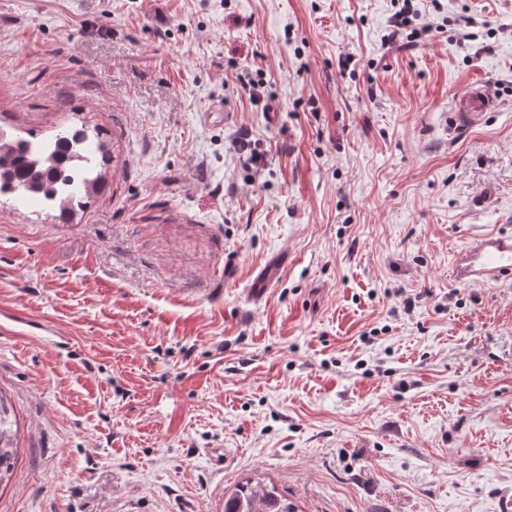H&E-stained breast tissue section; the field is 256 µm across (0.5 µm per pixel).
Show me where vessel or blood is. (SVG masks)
I'll list each match as a JSON object with an SVG mask.
<instances>
[{
  "instance_id": "vessel-or-blood-1",
  "label": "vessel or blood",
  "mask_w": 512,
  "mask_h": 512,
  "mask_svg": "<svg viewBox=\"0 0 512 512\" xmlns=\"http://www.w3.org/2000/svg\"><path fill=\"white\" fill-rule=\"evenodd\" d=\"M492 106L485 87L474 84L456 101L449 125L454 130L465 127ZM451 271L453 279L462 285L512 280V233L485 232L470 238L456 252Z\"/></svg>"
}]
</instances>
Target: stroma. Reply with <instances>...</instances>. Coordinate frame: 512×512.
I'll return each instance as SVG.
<instances>
[{
  "label": "stroma",
  "mask_w": 512,
  "mask_h": 512,
  "mask_svg": "<svg viewBox=\"0 0 512 512\" xmlns=\"http://www.w3.org/2000/svg\"><path fill=\"white\" fill-rule=\"evenodd\" d=\"M396 3L0 0V126L114 156L69 220L0 200V512H512V282L449 276L512 232V0H417V47ZM399 2H401V5ZM413 2L416 1H397L400 7L394 14L393 24L391 25L394 29L390 31L388 37L385 39L386 44L390 45L401 39H406L408 43L423 42V39L434 30L433 27L429 25H422L420 28L415 26V21L418 20L419 16L418 10L414 8ZM494 102L482 84L475 83L456 101L454 112L449 113V125L453 130L471 124L483 112H488ZM14 437L15 434L7 417V410L0 401V486L11 476L17 459ZM224 512H295V508L275 487L247 482L224 501Z\"/></svg>",
  "instance_id": "1"
}]
</instances>
